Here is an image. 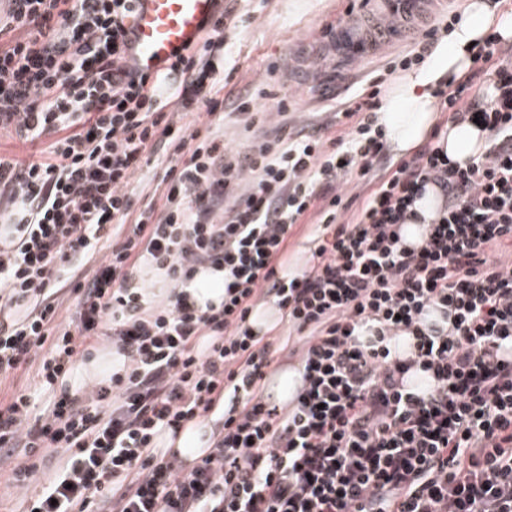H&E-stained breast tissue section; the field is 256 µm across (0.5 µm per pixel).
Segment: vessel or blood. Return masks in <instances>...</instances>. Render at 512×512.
Masks as SVG:
<instances>
[{
    "label": "vessel or blood",
    "instance_id": "vessel-or-blood-1",
    "mask_svg": "<svg viewBox=\"0 0 512 512\" xmlns=\"http://www.w3.org/2000/svg\"><path fill=\"white\" fill-rule=\"evenodd\" d=\"M218 11V0H137L128 30L124 63L140 75L155 76L174 56L195 44L206 22ZM340 51L359 55L373 49L367 35L338 33Z\"/></svg>",
    "mask_w": 512,
    "mask_h": 512
}]
</instances>
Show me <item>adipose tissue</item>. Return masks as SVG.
Listing matches in <instances>:
<instances>
[{"label": "adipose tissue", "instance_id": "1", "mask_svg": "<svg viewBox=\"0 0 512 512\" xmlns=\"http://www.w3.org/2000/svg\"><path fill=\"white\" fill-rule=\"evenodd\" d=\"M492 31L512 39V15L498 11L491 0H468L460 23L435 44L427 65L393 80L379 117L394 151L411 152L436 129L432 85L464 71L470 63L472 44L482 42ZM439 132L440 149L460 164L480 153L486 139L485 132L469 123L450 124ZM120 361L112 349L100 350L92 360L76 366L67 380L70 390L75 392L109 377Z\"/></svg>", "mask_w": 512, "mask_h": 512}]
</instances>
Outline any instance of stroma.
<instances>
[{"instance_id": "stroma-1", "label": "stroma", "mask_w": 512, "mask_h": 512, "mask_svg": "<svg viewBox=\"0 0 512 512\" xmlns=\"http://www.w3.org/2000/svg\"><path fill=\"white\" fill-rule=\"evenodd\" d=\"M352 4L353 0H227V8L240 22L228 35L224 96L245 88L256 104L268 107L282 96L292 97V122L269 128L270 136L285 137L325 122L329 136H343L344 125L331 121L334 108L354 94L362 76L379 68L376 58L358 61L331 53L320 43L321 30L350 21Z\"/></svg>"}]
</instances>
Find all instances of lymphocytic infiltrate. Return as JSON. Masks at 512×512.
Segmentation results:
<instances>
[{"label":"lymphocytic infiltrate","mask_w":512,"mask_h":512,"mask_svg":"<svg viewBox=\"0 0 512 512\" xmlns=\"http://www.w3.org/2000/svg\"><path fill=\"white\" fill-rule=\"evenodd\" d=\"M135 3L0 0V130L53 137L41 160L0 156V376L38 364L34 388L0 405V456L21 453L24 491L55 461L22 512H512V263L497 256L512 249V43L488 35L470 73L433 92L450 122L487 133L466 164L431 143L389 155L383 76L336 111L344 136L232 148L183 116L229 107L251 125L290 109L220 99L232 11L150 79L122 65ZM150 164L164 202L140 207L132 183ZM430 184L444 205L404 247ZM308 218L318 245L282 277ZM205 264L226 272L221 307L183 291ZM140 265L163 273L165 299L133 284ZM260 298L287 323L281 340L249 327ZM103 344L122 367L70 395L61 378ZM282 351L302 385L278 406L263 381ZM215 414L192 467L160 452L163 433Z\"/></svg>","instance_id":"f902f5d3"}]
</instances>
